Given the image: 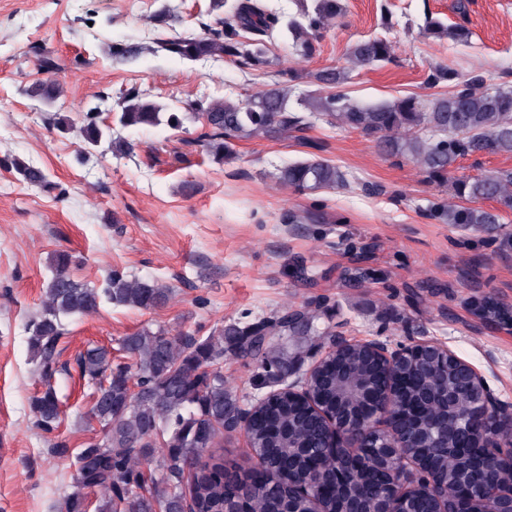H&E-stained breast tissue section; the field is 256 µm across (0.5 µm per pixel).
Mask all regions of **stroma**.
I'll list each match as a JSON object with an SVG mask.
<instances>
[{
  "mask_svg": "<svg viewBox=\"0 0 512 512\" xmlns=\"http://www.w3.org/2000/svg\"><path fill=\"white\" fill-rule=\"evenodd\" d=\"M455 3L345 0V14L312 57L277 38L267 44L272 67L252 70L230 58L193 63L162 51L132 64L109 57L115 41L150 45L199 33L213 20L210 0H0V512H59L74 489L78 447L96 432L86 424L91 389L75 359L91 343L119 348L145 326L205 337L309 301L322 333L302 337L293 365L321 358L332 332L394 345L434 338L512 401V332L470 309L487 297L512 301V210L491 231L442 223L430 209L448 200L447 187L426 181L411 160L382 155L360 131L322 120L299 138L235 141L234 156L221 164L197 143V121L181 132L121 130L138 142L134 156L97 151L86 160L79 137L49 123L58 112L82 124L100 99L112 103L130 89L181 106L252 94L277 70L309 75L344 63L352 44L374 36L391 41L394 59L353 73L344 91L357 103L429 101L438 91L426 77L437 64L512 87V0H470L464 15ZM162 9L171 15L165 24L153 19ZM428 12L465 25L469 41L420 34ZM44 56L62 68L63 94L52 106L31 92ZM315 152L346 172V187L301 194L275 183L276 168ZM17 158L43 169L52 189L18 181ZM292 213L323 221L292 224ZM62 251L76 279L98 284L117 270L166 285L173 297L150 311L104 303L68 321L66 369L52 380L63 413L46 431L29 411L42 382L25 327Z\"/></svg>",
  "mask_w": 512,
  "mask_h": 512,
  "instance_id": "obj_1",
  "label": "stroma"
}]
</instances>
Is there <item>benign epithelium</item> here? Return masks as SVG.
<instances>
[{
    "instance_id": "benign-epithelium-1",
    "label": "benign epithelium",
    "mask_w": 512,
    "mask_h": 512,
    "mask_svg": "<svg viewBox=\"0 0 512 512\" xmlns=\"http://www.w3.org/2000/svg\"><path fill=\"white\" fill-rule=\"evenodd\" d=\"M350 349L362 351L367 363L379 371L374 385L348 371L336 373V402L347 408L338 416L322 394L300 383L321 377L326 362ZM468 378L473 397L451 426L466 433L465 444L456 448L460 465L448 471L443 481L427 459L428 448L438 447L423 434L408 431L421 409L434 394L433 384L448 390V372ZM288 397L292 403L319 416L325 424L321 456L306 467L288 472L295 490L306 495L308 512H323L322 497L329 487L321 459L336 464V476L345 471L379 478L382 492L373 509L353 496L340 512H412L413 501L427 496L431 512H512V403L500 399L487 387L483 372L460 358L447 344L431 338L413 340L395 347L376 339L333 338L328 351L305 373L288 374ZM483 463L484 477L473 483L467 478L468 460ZM412 470L421 480L408 486L400 472Z\"/></svg>"
}]
</instances>
